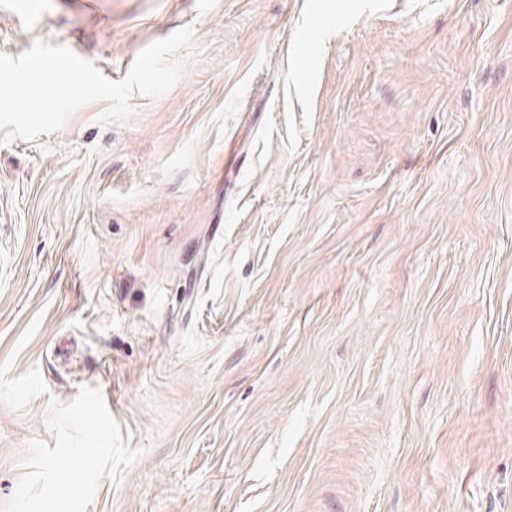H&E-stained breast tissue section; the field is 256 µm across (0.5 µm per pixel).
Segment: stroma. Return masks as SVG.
<instances>
[{"label": "stroma", "instance_id": "35a3bbf8", "mask_svg": "<svg viewBox=\"0 0 512 512\" xmlns=\"http://www.w3.org/2000/svg\"><path fill=\"white\" fill-rule=\"evenodd\" d=\"M183 27L0 146V512H512V0H18L0 54ZM96 448H82L77 455L71 454V462L69 465L59 468L56 476V484L61 491L70 492L73 487L72 476L79 471V461L82 457L96 454Z\"/></svg>", "mask_w": 512, "mask_h": 512}]
</instances>
